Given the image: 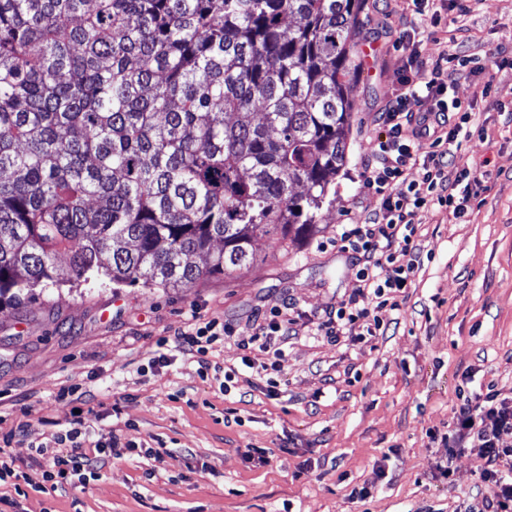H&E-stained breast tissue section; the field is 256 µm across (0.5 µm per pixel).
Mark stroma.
<instances>
[{
    "mask_svg": "<svg viewBox=\"0 0 512 512\" xmlns=\"http://www.w3.org/2000/svg\"><path fill=\"white\" fill-rule=\"evenodd\" d=\"M406 8L362 0L370 61L351 84L347 164L313 232L258 238L250 265L186 288L78 280L61 254L57 285L0 306V433H12L10 456L29 477L0 485V512H464L488 495L478 449L449 454L448 437L464 376L512 399V66L493 62L512 48V0H469L463 13L439 0L410 43L399 38ZM446 53L475 62L447 95L476 115L454 166L480 177L478 194L464 217L422 214L420 263L396 309L381 311L383 335L330 341L319 324L359 285L336 232L380 204L364 177L385 134L379 116ZM411 54L421 65L409 70ZM275 306L297 316L298 334L272 392L255 372L268 357L251 341ZM212 319L230 335L207 374L180 356L157 365L162 338ZM67 387L86 400L62 396ZM79 409L91 440L136 453L110 460L87 488H46L31 449ZM356 486L370 497L353 498Z\"/></svg>",
    "mask_w": 512,
    "mask_h": 512,
    "instance_id": "1",
    "label": "stroma"
}]
</instances>
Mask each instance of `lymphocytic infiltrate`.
I'll return each instance as SVG.
<instances>
[{"label": "lymphocytic infiltrate", "instance_id": "lymphocytic-infiltrate-1", "mask_svg": "<svg viewBox=\"0 0 512 512\" xmlns=\"http://www.w3.org/2000/svg\"><path fill=\"white\" fill-rule=\"evenodd\" d=\"M447 57L429 66L424 83L406 80L404 90L390 101L381 120L385 137L369 156L365 182L380 198L377 210L357 224H347L336 233L340 249L353 252L361 263L360 285L349 302L330 313L320 330L334 340L355 334L374 336L381 330L379 310L396 304V296L410 281L415 266L402 263V256L416 249L415 237L421 213L433 207L452 210L462 216L471 197L469 172L452 169V158L459 149L458 136L470 125L472 115L460 101L445 94L455 81L458 69L466 68L467 57H457L449 67ZM418 169L419 177L407 181V170ZM294 319L280 309H272L265 326L253 338L254 345L269 357V368L280 371L284 346L293 333ZM228 330L212 320L204 325L174 334L159 363L169 361L170 353L196 358L200 370H207L209 346L223 339ZM454 412L455 432L448 439L452 448L463 440L476 442L481 450L479 475L482 483L493 485L492 495L483 497L479 512H512V448L500 445L503 431H512V399L499 397L494 390L472 392L458 397ZM88 435L83 417L77 416L69 430L54 436L52 444L31 450L33 461L48 460L42 472L51 487L67 482L85 484L99 475L109 460L124 456L117 446L95 444L85 450Z\"/></svg>", "mask_w": 512, "mask_h": 512}]
</instances>
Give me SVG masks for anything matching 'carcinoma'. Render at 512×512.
<instances>
[{
    "label": "carcinoma",
    "mask_w": 512,
    "mask_h": 512,
    "mask_svg": "<svg viewBox=\"0 0 512 512\" xmlns=\"http://www.w3.org/2000/svg\"><path fill=\"white\" fill-rule=\"evenodd\" d=\"M360 9L0 0V305L60 252L78 279L179 288L308 233L347 160Z\"/></svg>",
    "instance_id": "carcinoma-1"
}]
</instances>
